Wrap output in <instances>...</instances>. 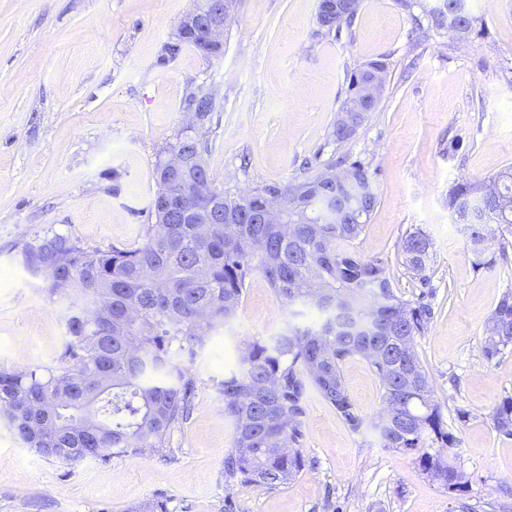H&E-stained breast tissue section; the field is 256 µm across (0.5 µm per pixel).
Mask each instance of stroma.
Masks as SVG:
<instances>
[{
	"instance_id": "35a3bbf8",
	"label": "stroma",
	"mask_w": 512,
	"mask_h": 512,
	"mask_svg": "<svg viewBox=\"0 0 512 512\" xmlns=\"http://www.w3.org/2000/svg\"><path fill=\"white\" fill-rule=\"evenodd\" d=\"M363 0L351 31L328 36L319 0H241L219 59L162 48L196 0H0V372L50 364L65 341L58 304L23 264L26 243L51 232L88 246L137 242L157 192L154 164L185 128L189 91L216 93L208 163L225 187L248 190L307 176L342 158L371 161L378 205L356 243L384 262L400 299L433 309L415 340L455 446L462 477L451 492L411 456L352 432L308 393L297 446L305 468L276 489L239 487L236 512H512V438L493 410L512 395V348L482 355L488 318L512 290V243L492 268H476L448 211V191L512 165V0H468L482 36L460 42L441 29L419 38L413 17L437 0ZM382 59L385 92L350 140L327 133L355 65ZM431 243L428 286L403 266L414 232ZM290 316L261 274L247 281L233 322L210 333L182 365L196 379L193 411L170 439L173 459L112 454L67 466L39 456L0 424V512H127L157 499L168 512H224V455L233 422L222 383L243 340L276 336ZM366 423L383 411L368 363L344 365Z\"/></svg>"
}]
</instances>
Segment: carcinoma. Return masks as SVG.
<instances>
[{
	"mask_svg": "<svg viewBox=\"0 0 512 512\" xmlns=\"http://www.w3.org/2000/svg\"><path fill=\"white\" fill-rule=\"evenodd\" d=\"M440 2L429 15L433 27L451 18L464 37L479 35L476 18L461 7L467 0ZM360 8L356 4L333 23L317 20L321 32L351 28ZM186 49L218 58L187 37L165 43L163 60ZM377 72L388 73V63L352 69L337 116L359 109L362 84ZM186 98L210 123L217 102L199 91ZM377 106L351 129L335 121L329 137L351 139ZM171 152L186 158L180 174L165 167ZM209 152V140L180 133L158 157L151 223L137 245L85 246L54 234L25 246L24 264L41 277L40 290L63 308L66 339L51 365L0 372V421L27 447L66 465L102 458L111 449L174 455L170 435L189 418L196 390L178 357L195 356L204 336L231 323L247 279L259 273L283 304L314 308L322 319L309 326L290 321L269 340L244 341L238 370L224 378V414L234 423L232 448L224 456V512H234L235 488L274 489L302 470L303 455L293 444L309 390L334 407L351 431H364L342 374L353 357L365 359L381 383L386 413L372 430L382 447L412 455L433 482L460 490L456 468L443 454L455 439L414 350L432 308L398 299L384 263L356 250L378 204L371 164L343 162L349 181L320 191L311 208L305 201L295 207L293 193L328 182L336 164L301 180L232 192L210 171ZM273 190L283 196L287 223L254 222L253 212ZM185 193L200 200L194 224L166 208L167 200ZM448 209L456 223L471 226L467 240L476 267H490L494 254L481 247L483 225L496 224L512 235V166L486 183L451 187ZM430 248L420 232L401 246L405 268L425 286ZM314 284L321 288L319 304L311 299ZM348 301L360 320L354 328H340L336 307ZM511 346L512 291H506L488 319L482 353L491 362ZM410 370L420 380L417 387L406 383ZM493 422L498 433L512 437V396L498 404Z\"/></svg>",
	"mask_w": 512,
	"mask_h": 512,
	"instance_id": "obj_1",
	"label": "carcinoma"
}]
</instances>
